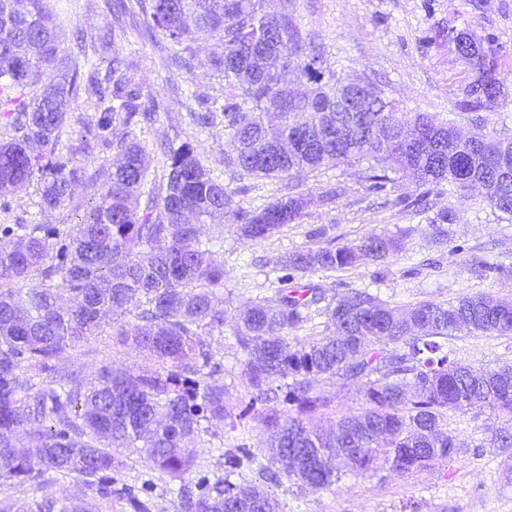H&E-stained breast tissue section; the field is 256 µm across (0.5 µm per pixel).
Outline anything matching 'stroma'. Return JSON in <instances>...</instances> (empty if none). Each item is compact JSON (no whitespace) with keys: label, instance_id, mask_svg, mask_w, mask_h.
<instances>
[{"label":"stroma","instance_id":"35a3bbf8","mask_svg":"<svg viewBox=\"0 0 512 512\" xmlns=\"http://www.w3.org/2000/svg\"><path fill=\"white\" fill-rule=\"evenodd\" d=\"M59 5L68 10V17L54 15L50 21L61 26L63 47H71L76 31L89 40L112 31L116 47L132 62L145 96L161 102L155 122L139 134L151 157H158L160 145L171 140L200 145L211 177L238 190L239 204L247 209L287 193V181L257 178L234 165V150L222 126L202 130L189 116L191 103L182 94L185 86H194L219 102L234 93L207 65L210 57L223 51L218 40L197 44L201 64L186 74L169 67L163 40L141 38L140 10H133L123 27L116 29L101 0H60ZM292 5L303 33L320 49L332 71L361 78L395 102L400 111L430 114L437 122L453 123L465 133L476 132L474 115L460 111L457 103L474 73L453 44L437 33L449 27L470 28L489 37L506 81L497 106L484 112L483 119L487 129L512 139V0H292ZM367 168L364 160L339 166L329 163L297 176L296 191L306 202L300 219L262 242L244 240L228 213L201 224V240L216 244L215 257L224 264V286L218 292L224 302V333L216 337L214 349L224 359L219 381L228 415L223 440L204 434L192 442L200 450L199 474L212 480L228 476L246 484L261 482L267 472L280 468L264 444L262 418L267 406L248 405L246 354L233 335L244 306L275 296L278 283L271 270L273 259L370 232L404 230L408 236L398 254L382 261L361 260L344 270L310 271L304 283L321 288L329 298L347 285L366 288L402 309L478 293L512 297V277L478 276L471 271L467 255L448 253V242L453 239L489 261L512 264V216L491 208L480 188L452 200L447 186L435 187L429 197L432 209L451 203L457 211L455 223L448 227L450 237L444 240L433 235L425 214L411 206L417 194L411 181L391 171L387 191L376 195L368 189ZM74 197L80 209H44L38 205L35 186H27L15 195L10 212L0 213V222L79 223L91 197L80 185L75 186ZM111 330V321H104L98 334L86 337L59 359V367L81 372L88 379L105 365L118 372L156 370L157 363L148 353L114 345ZM449 344L462 364L476 368L512 365V335L456 336ZM314 387L333 397L331 408L312 419L318 428L356 413L362 402V387L354 382L320 378ZM460 417L464 437L472 447L453 462L405 478H346L320 490L284 477L273 489L280 512H512V477L504 467L512 456L492 440L495 431L512 432V418L476 408L461 412ZM242 443L247 444L249 454L236 472L227 473L224 455ZM113 455L118 464L112 473L115 488L152 482L154 512H182L181 500L168 478L152 470L139 453L119 448ZM73 491L72 480L51 476L40 486L0 484V499L9 498L14 512H30L35 500Z\"/></svg>","mask_w":512,"mask_h":512}]
</instances>
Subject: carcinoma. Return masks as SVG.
I'll return each instance as SVG.
<instances>
[{"instance_id":"1","label":"carcinoma","mask_w":512,"mask_h":512,"mask_svg":"<svg viewBox=\"0 0 512 512\" xmlns=\"http://www.w3.org/2000/svg\"><path fill=\"white\" fill-rule=\"evenodd\" d=\"M52 0H0V113L20 135L0 143V211L12 208L8 192L38 179L41 205L79 208L72 185L81 181L94 201L80 223L0 224V482L39 484L48 474L72 478L79 487L112 497L114 448H132L155 470L181 482L184 512H278L266 481L237 484L200 476L194 489L184 485L197 467L199 450L187 443L204 433L224 437V372L211 337L224 328V263L200 240L199 223L230 211L241 235L259 242L301 216L303 202L282 195L245 209L205 168L202 148L189 142L161 147L162 182L149 180V156L137 131L156 120L161 104L143 100L142 87L130 75L132 65L117 50L105 58L73 33L76 51L60 49L61 32L48 25ZM146 14L141 37L161 32L168 59L178 70L192 71L194 44L217 39L223 54L208 59L211 70L238 93L217 107L190 91L200 127L224 126L235 151L234 164L260 176L291 179L326 161L338 164L371 159L369 189L386 190L387 164L398 165L416 186L418 204L431 188L448 184V197H463L473 185L485 201L512 215V179L481 165L460 147L450 124L426 114L409 117L385 100L365 121L349 112H315L309 101L284 102L279 90L288 77L351 83L326 69L315 50L303 44L293 14H261L263 0H137ZM115 20L132 10L127 0H104ZM477 48L462 57L475 79L458 102L463 112L490 110L491 90L503 86L490 40L474 31ZM94 97V116L86 123L89 139L75 147L63 140L65 125L79 109L81 90ZM309 113L318 143L282 152L294 133V114ZM124 131L112 166L92 171L76 165L77 155L113 145ZM457 218L453 206L428 217L438 233ZM402 248V237L370 233L340 246L296 251L274 262L281 288L275 297L244 309L234 335L246 352L250 405L276 400L288 412L263 419L269 447L285 462V475L302 485L327 488L344 477L384 472L404 477L449 463L469 447L449 413L464 406L512 417V366L474 370L453 357V336L512 334V299L489 294L443 302L424 301L401 311L365 289L345 288L331 300L299 274L343 270L362 257L382 261ZM469 253L480 274L504 272L463 244L452 256ZM322 308L336 334L290 345L289 333L302 326L308 310ZM135 309H130V304ZM112 316L115 344L148 352L161 370L132 375L103 366L95 381L75 372H59L52 361L101 328ZM133 320H128V316ZM47 374L41 383L28 370ZM292 378L283 394L272 383ZM319 377L363 385L360 411L339 419L336 429L309 426L331 406L318 392ZM130 512H152L151 486H126L120 492ZM37 512H74L69 496L50 497Z\"/></svg>"}]
</instances>
